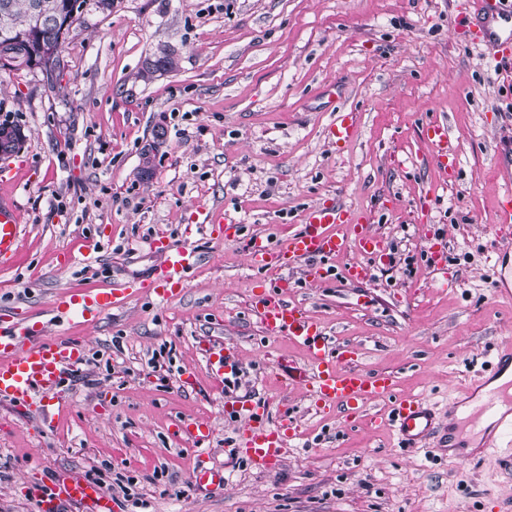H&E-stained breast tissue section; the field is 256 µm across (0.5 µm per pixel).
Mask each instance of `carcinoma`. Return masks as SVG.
<instances>
[{"mask_svg":"<svg viewBox=\"0 0 512 512\" xmlns=\"http://www.w3.org/2000/svg\"><path fill=\"white\" fill-rule=\"evenodd\" d=\"M38 0H0V12L6 10L12 19V29L8 32H0V46L12 52L9 68L17 70L30 67L32 60L40 63V69L45 72L46 81L50 87H55L53 77L61 67H52L59 56V36L54 38L43 37L38 29L31 24V12L33 4ZM60 19V27L64 33H69L72 25L77 22L83 13L82 4L87 0H50ZM179 65V58L171 49H161L153 55L145 58L135 79L149 82L158 74L175 70ZM0 129L15 135V138L0 139V153L11 154L19 149L25 135L21 126L12 123H0Z\"/></svg>","mask_w":512,"mask_h":512,"instance_id":"1","label":"carcinoma"}]
</instances>
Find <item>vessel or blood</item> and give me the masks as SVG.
<instances>
[{
  "mask_svg": "<svg viewBox=\"0 0 512 512\" xmlns=\"http://www.w3.org/2000/svg\"><path fill=\"white\" fill-rule=\"evenodd\" d=\"M453 26L465 29L472 41L485 46L492 60L512 62V0H466L463 11L454 16ZM423 130L432 163L443 173L455 170L456 148L446 124L431 118ZM355 132L354 113L342 112L329 125L328 138L346 144ZM491 221L502 233L499 244L503 252L512 253L511 189L502 193ZM20 232L16 205L11 198L1 197L0 261L13 258ZM149 247L159 253L160 261L147 277L117 288L62 294L54 304L56 312L91 321L132 294L175 301L198 256L186 244L166 238L151 240ZM248 255L254 268L280 275L279 280L257 283L250 313L264 336H285L300 347L304 358L300 364L289 365L287 381L304 391L317 412L340 411L352 417L369 402L389 400V424L399 447L420 448L430 443L438 452H451L456 462L469 459L462 450L464 429L479 430L486 449L512 442V336L502 337L496 344L486 376L464 385L470 398L468 412L460 414L452 408L443 420L426 397L399 392L392 375L359 367L354 345L332 340L304 304L289 298L292 282L285 274L299 267L304 268V281L310 285L323 286L339 279L359 286L373 280V262L386 257L387 246L365 215L348 213L335 204L311 207L299 232L274 245L254 238ZM203 351L215 377H231L238 366L236 347L212 341ZM84 354L85 344L78 340L35 339L32 327L23 320L0 325V403L21 408L36 394L48 402H62V387L77 371ZM234 412L241 421L237 451L253 468L269 470L288 457L289 445L300 432L298 419L288 407H281L273 421L263 406L242 404L235 406ZM175 430L195 450L207 445L212 436L208 423L186 416L176 419ZM40 501L43 512H57L63 503L80 505L83 512L118 510L112 497L96 485L64 471L53 474Z\"/></svg>",
  "mask_w": 512,
  "mask_h": 512,
  "instance_id": "obj_1",
  "label": "vessel or blood"
}]
</instances>
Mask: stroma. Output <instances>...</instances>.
<instances>
[{
  "label": "stroma",
  "instance_id": "1",
  "mask_svg": "<svg viewBox=\"0 0 512 512\" xmlns=\"http://www.w3.org/2000/svg\"><path fill=\"white\" fill-rule=\"evenodd\" d=\"M456 4L115 0L73 25L55 88L39 69H0V118L25 134L15 179L0 184L24 226L14 264L0 267V314L27 315L48 339L89 341L63 406L0 404V512H40L29 487L41 475L105 468L137 476L148 504L118 491V512H512V451L453 465L428 448L399 452L380 400L350 423L320 416L276 378L275 361L301 360L299 349L263 337L249 315L260 276L250 239L297 233L309 207L331 202L368 215L397 249L370 284L294 290L328 333L357 345L360 367L444 413L512 336V302L495 300L486 278L499 260L489 218L505 189L496 148L512 139V86L449 28ZM165 46L178 69L136 80ZM340 112L356 114L357 131L338 146L327 130ZM432 113L457 148L445 178L422 140ZM153 143L146 180L141 153ZM427 197L430 229L418 224ZM222 211L237 221L233 239L204 221ZM431 230L448 234L456 287L430 279ZM161 235L200 256L180 299H132L86 326L56 319L62 291L147 275L159 261L147 242ZM210 338L237 347L250 400L269 401L273 417L287 402L298 417L301 438L270 471L234 448L240 424L200 348ZM181 416L210 423L204 457L224 485L192 483L172 428Z\"/></svg>",
  "mask_w": 512,
  "mask_h": 512
}]
</instances>
